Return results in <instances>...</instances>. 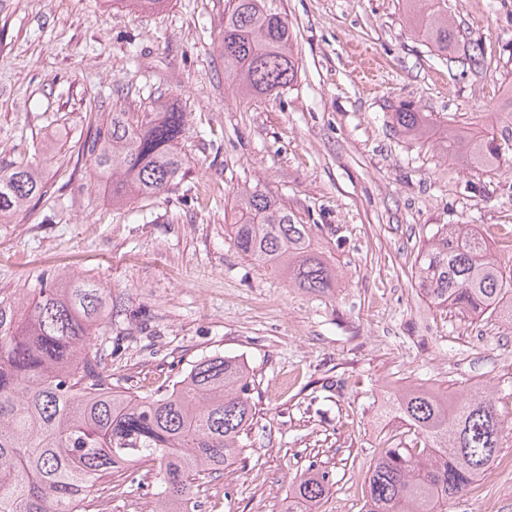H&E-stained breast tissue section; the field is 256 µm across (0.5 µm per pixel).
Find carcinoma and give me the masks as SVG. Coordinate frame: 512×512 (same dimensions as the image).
Masks as SVG:
<instances>
[{
  "instance_id": "obj_1",
  "label": "carcinoma",
  "mask_w": 512,
  "mask_h": 512,
  "mask_svg": "<svg viewBox=\"0 0 512 512\" xmlns=\"http://www.w3.org/2000/svg\"><path fill=\"white\" fill-rule=\"evenodd\" d=\"M127 12L159 10L168 0H116ZM425 42L450 55L459 30L446 0H405ZM224 74L242 96L284 92L297 78L288 19L277 0H228L219 42ZM484 49L468 42L460 63L477 69ZM393 120L406 135L431 132L426 116L405 104ZM185 115L165 100L143 112L109 113L86 138L95 173L112 181V204L160 195L179 177ZM445 156H465L477 170H495L506 153L493 133L441 137ZM43 184L29 165L0 170V224ZM247 260L325 293L336 271L324 258L314 225L255 186L235 198L230 225ZM418 288L438 307L461 314H497L512 321V270L492 257L489 241L470 225L439 224L418 252ZM109 323L105 289L64 280L38 289L21 307L0 300V512H89L86 500L112 475L139 463L155 466L164 486L155 512H192L195 480L234 465L247 447L256 404L249 367L214 354L179 380L142 397L112 383L100 343ZM384 416L400 421L417 448H388L365 481L364 512H447L448 502L485 476L505 429L488 392L404 386ZM327 475L309 470L295 480L285 512H307L328 492Z\"/></svg>"
}]
</instances>
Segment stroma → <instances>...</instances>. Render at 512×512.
<instances>
[{
  "mask_svg": "<svg viewBox=\"0 0 512 512\" xmlns=\"http://www.w3.org/2000/svg\"><path fill=\"white\" fill-rule=\"evenodd\" d=\"M227 0H169L118 14L112 0H0V168L36 167L44 185L0 224V298L84 278L112 298L104 365L148 396L193 362L243 358L256 415L232 469L197 482L198 512H283L296 476L327 473L317 512H362L373 459L412 433L379 412L393 387L490 389L512 424V323L433 307L415 284L436 225L472 224L512 260V151L483 173L394 125L412 104L439 128L512 136V0H448L486 47L465 70L429 47L402 0H279L298 77L243 99L218 44ZM373 53L368 87L350 56ZM185 112L181 175L163 194L116 206L82 154L96 115L156 98ZM257 186L316 234L338 273L327 294L241 258L227 226ZM97 512H152V464ZM512 512V432L490 473L448 512Z\"/></svg>",
  "mask_w": 512,
  "mask_h": 512,
  "instance_id": "obj_1",
  "label": "stroma"
}]
</instances>
